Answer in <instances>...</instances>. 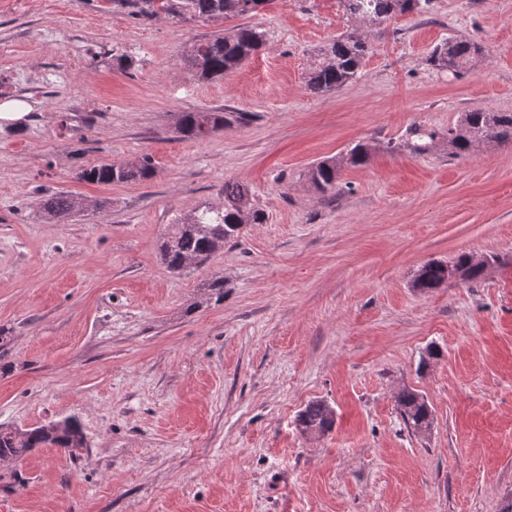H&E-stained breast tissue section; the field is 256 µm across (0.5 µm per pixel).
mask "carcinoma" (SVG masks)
Instances as JSON below:
<instances>
[{"label":"carcinoma","instance_id":"1","mask_svg":"<svg viewBox=\"0 0 512 512\" xmlns=\"http://www.w3.org/2000/svg\"><path fill=\"white\" fill-rule=\"evenodd\" d=\"M133 8L142 17L165 14L182 20H215L254 16L262 11L268 0H117ZM346 11L359 20L377 24L395 14H427L431 0H343ZM264 33L255 26L237 25L228 32H217L194 44L187 53L188 66L203 78H220L231 72L262 47ZM368 51L367 44L355 34L341 35L322 48L311 62L306 86L314 94L335 91L355 79ZM480 48L467 42L447 41L436 45L431 52V65L454 77L469 68ZM224 113L197 111L182 114L177 132L184 139L202 140L224 128ZM448 137L449 154L470 155L476 139L511 141L512 112L473 110L464 113L459 123L443 134L421 124L409 126L404 138L387 142L385 150L400 148L415 155H426L436 147V140ZM366 145L357 143L347 150L344 162L361 165L369 159ZM340 163L327 158L313 164L308 171L314 186L322 192H333L339 176ZM153 176L149 157L131 163L105 162L85 168L80 179L97 184L112 185L147 181ZM38 210L51 223H66L76 212V201L64 194L46 196L38 201ZM264 212L251 203L249 191L236 183H224V206H200L178 218L163 238L159 253L169 271L179 273L187 260L205 261L224 248V243L237 238L245 224H261ZM463 271L464 281L474 282L485 269L471 265V254L461 253L452 261H430L416 273L414 287L422 290L439 288L449 282L448 265ZM397 410L406 426L415 433L426 431L432 423V412L424 397L414 390L404 389L397 397ZM303 431L325 433L333 427L330 408L319 401L308 404L297 418ZM84 434L77 421L67 418L18 432L0 426V460H16L34 448L50 445L75 454L84 447Z\"/></svg>","mask_w":512,"mask_h":512}]
</instances>
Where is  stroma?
Masks as SVG:
<instances>
[{
	"instance_id": "stroma-1",
	"label": "stroma",
	"mask_w": 512,
	"mask_h": 512,
	"mask_svg": "<svg viewBox=\"0 0 512 512\" xmlns=\"http://www.w3.org/2000/svg\"><path fill=\"white\" fill-rule=\"evenodd\" d=\"M262 49L223 78L188 68L221 20L145 19L113 0H0V425L70 416L85 448L0 463V512H501L512 501V142L456 158L383 143L414 123L512 112V0H433L359 27L341 0H269ZM362 31L359 76L312 94L315 53ZM474 41L459 77L433 47ZM227 121L202 141L185 112ZM364 142L333 194L307 171ZM151 180L81 168L141 155ZM265 211L209 260L171 273L170 224L222 206L225 181ZM84 202L40 218L56 193ZM491 258L474 282L413 288L431 260ZM224 284L223 299L209 289ZM441 355L425 372L428 346ZM430 429L410 431L401 389ZM321 401L331 431L303 433ZM224 113L220 111H197L182 114L177 132L181 138L202 140L224 127ZM76 201L65 193L46 196L38 201V210L51 223H66L76 212ZM397 410L411 431L420 433L430 428L432 412L424 397L416 391L402 390L397 397ZM330 408L319 401L308 404L297 418L299 426L303 431H320L321 433L331 430L334 418L330 417Z\"/></svg>"
}]
</instances>
